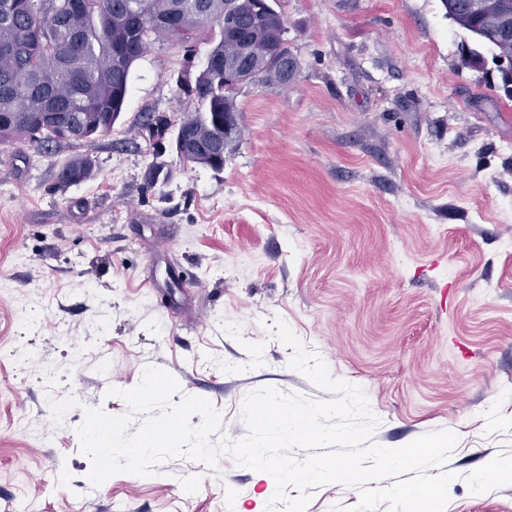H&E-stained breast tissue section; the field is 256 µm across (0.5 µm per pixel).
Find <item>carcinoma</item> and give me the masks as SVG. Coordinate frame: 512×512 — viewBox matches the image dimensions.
Listing matches in <instances>:
<instances>
[{
  "instance_id": "cac0c4a2",
  "label": "carcinoma",
  "mask_w": 512,
  "mask_h": 512,
  "mask_svg": "<svg viewBox=\"0 0 512 512\" xmlns=\"http://www.w3.org/2000/svg\"><path fill=\"white\" fill-rule=\"evenodd\" d=\"M448 18L494 51L512 59V0H441ZM252 0H86L82 13L70 0H0V142L23 141L34 148L54 140L72 144L112 132L125 106L131 68L157 43L186 47L207 24L219 27L208 53L219 66L236 58L229 76L200 74L186 86L189 98L185 140H203L206 153L188 150L184 166L224 170V146L235 141L240 87L287 84L280 69L287 28L281 12L257 14ZM231 13L245 25L239 42L224 40ZM266 51L257 80L245 69L243 51ZM96 159L84 154L56 172L66 187L91 179Z\"/></svg>"
}]
</instances>
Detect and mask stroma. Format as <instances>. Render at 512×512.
Segmentation results:
<instances>
[{
    "instance_id": "35a3bbf8",
    "label": "stroma",
    "mask_w": 512,
    "mask_h": 512,
    "mask_svg": "<svg viewBox=\"0 0 512 512\" xmlns=\"http://www.w3.org/2000/svg\"><path fill=\"white\" fill-rule=\"evenodd\" d=\"M298 62L250 85L216 174L147 187L145 113L211 49L152 46L112 132L39 152L0 142V507L18 512H265L269 473L221 457L88 479L83 406L118 415L145 367L207 399L236 440L265 386L325 398L289 366L283 320L361 387L392 448L458 436L446 512H512V98L489 47L441 0H277ZM96 157L95 179L57 168ZM28 355L27 369L13 353ZM80 407L54 424L49 397ZM47 441H39L35 429ZM98 168L96 159L84 154L77 155L65 162L56 172L60 186L66 187L91 179Z\"/></svg>"
}]
</instances>
